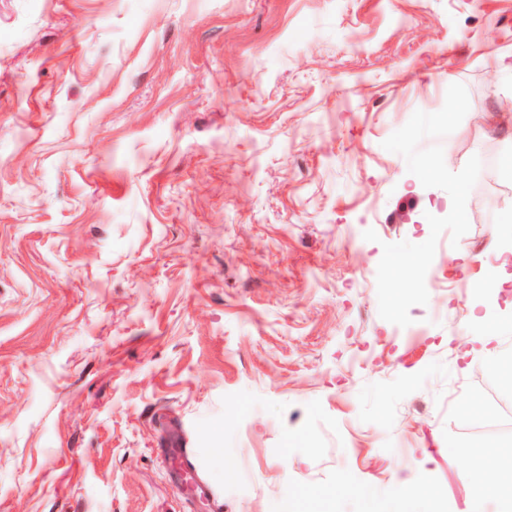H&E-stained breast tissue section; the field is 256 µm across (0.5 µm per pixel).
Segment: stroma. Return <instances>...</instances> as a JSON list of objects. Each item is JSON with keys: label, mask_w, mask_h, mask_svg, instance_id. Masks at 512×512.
Instances as JSON below:
<instances>
[{"label": "stroma", "mask_w": 512, "mask_h": 512, "mask_svg": "<svg viewBox=\"0 0 512 512\" xmlns=\"http://www.w3.org/2000/svg\"><path fill=\"white\" fill-rule=\"evenodd\" d=\"M512 0H0V512H512ZM482 170L429 301L383 244L449 194L382 146L449 85ZM374 230L377 241L365 240ZM493 316L489 370L468 336ZM504 450L491 478L467 453ZM168 446L171 448L170 453L173 468L178 476L182 489L192 493L198 491L200 486L195 476L192 474L191 469L185 462L186 449L181 448V445L175 438L169 441Z\"/></svg>", "instance_id": "1"}]
</instances>
